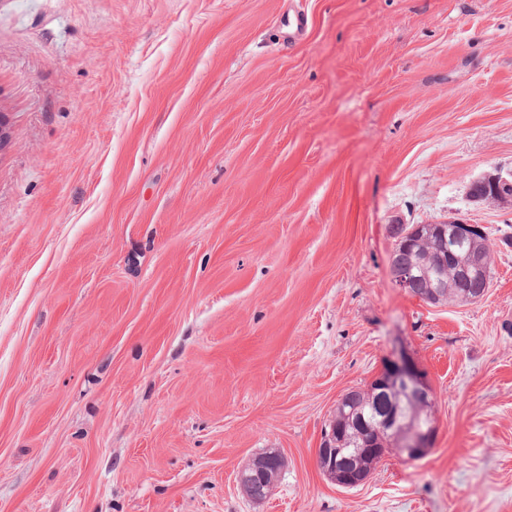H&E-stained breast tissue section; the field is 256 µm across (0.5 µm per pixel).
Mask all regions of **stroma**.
I'll list each match as a JSON object with an SVG mask.
<instances>
[{
    "label": "stroma",
    "instance_id": "1",
    "mask_svg": "<svg viewBox=\"0 0 512 512\" xmlns=\"http://www.w3.org/2000/svg\"><path fill=\"white\" fill-rule=\"evenodd\" d=\"M0 127V512H512V202L470 195L512 0H0ZM451 217L484 296L396 288L392 225ZM399 348L433 450L338 488L322 430ZM283 466L284 459L276 450L254 457L238 472L240 489L253 501L265 500L273 492Z\"/></svg>",
    "mask_w": 512,
    "mask_h": 512
}]
</instances>
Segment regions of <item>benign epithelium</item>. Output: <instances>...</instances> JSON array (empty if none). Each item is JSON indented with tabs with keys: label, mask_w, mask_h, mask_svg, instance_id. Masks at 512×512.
Returning <instances> with one entry per match:
<instances>
[{
	"label": "benign epithelium",
	"mask_w": 512,
	"mask_h": 512,
	"mask_svg": "<svg viewBox=\"0 0 512 512\" xmlns=\"http://www.w3.org/2000/svg\"><path fill=\"white\" fill-rule=\"evenodd\" d=\"M473 198L485 202L512 199V172H489L471 184ZM481 228L467 220L450 218L438 226V234L447 248L443 256L429 267L434 288L430 302L448 297V281L459 279L448 272V250L471 242ZM373 402L395 395L388 412L373 408L370 413L350 408L356 394ZM438 420L434 412V391L426 372L408 355L399 352L385 360L377 374L363 387L346 392L337 402L334 419L325 427L317 465L331 483L343 489L365 484L372 469L387 453L416 462L432 451ZM284 466L282 455L272 450L254 457L237 475L242 492L253 501L266 499L274 490Z\"/></svg>",
	"instance_id": "obj_1"
}]
</instances>
